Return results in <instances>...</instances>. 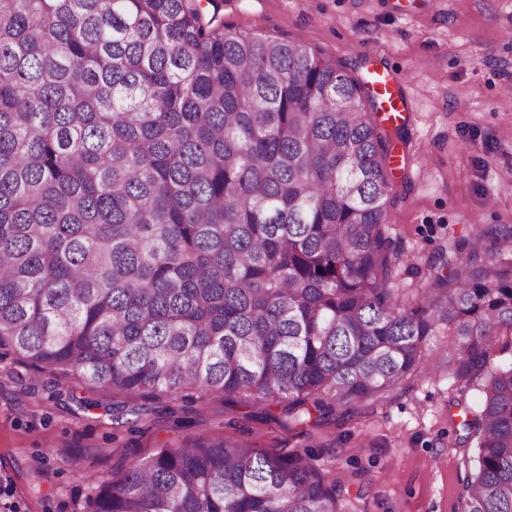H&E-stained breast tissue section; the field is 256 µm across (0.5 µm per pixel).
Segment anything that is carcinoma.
<instances>
[{
	"instance_id": "obj_1",
	"label": "carcinoma",
	"mask_w": 512,
	"mask_h": 512,
	"mask_svg": "<svg viewBox=\"0 0 512 512\" xmlns=\"http://www.w3.org/2000/svg\"><path fill=\"white\" fill-rule=\"evenodd\" d=\"M0 0V349L75 385L222 397L340 423L445 336L473 470L457 512H512V226L390 287L388 164L367 82L218 0ZM311 455L161 448L84 512H347Z\"/></svg>"
}]
</instances>
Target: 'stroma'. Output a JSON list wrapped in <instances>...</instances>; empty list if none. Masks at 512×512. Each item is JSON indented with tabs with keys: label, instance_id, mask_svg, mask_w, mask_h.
I'll return each mask as SVG.
<instances>
[{
	"label": "stroma",
	"instance_id": "35a3bbf8",
	"mask_svg": "<svg viewBox=\"0 0 512 512\" xmlns=\"http://www.w3.org/2000/svg\"><path fill=\"white\" fill-rule=\"evenodd\" d=\"M220 12L225 28L299 39L359 79L380 69L398 81L407 108L388 214L404 258L391 285L405 301L438 247L512 225V0H221ZM480 401L478 383L441 368L320 424L275 406L74 388L0 349V512H83L101 481L202 438L315 449L348 484L351 512H454L475 455L456 443L457 407Z\"/></svg>",
	"mask_w": 512,
	"mask_h": 512
}]
</instances>
